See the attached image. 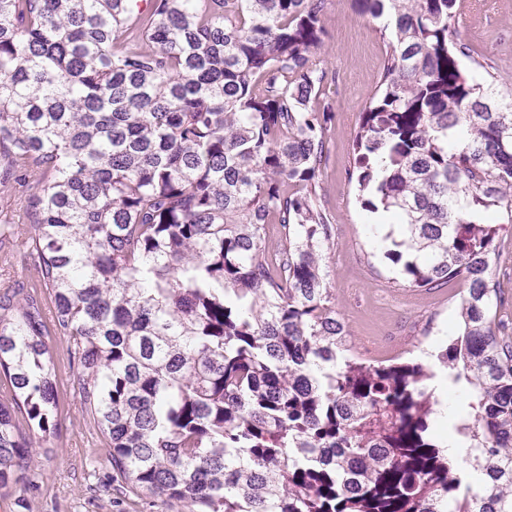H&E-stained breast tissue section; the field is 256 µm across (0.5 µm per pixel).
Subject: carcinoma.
<instances>
[{
	"label": "carcinoma",
	"instance_id": "1",
	"mask_svg": "<svg viewBox=\"0 0 512 512\" xmlns=\"http://www.w3.org/2000/svg\"><path fill=\"white\" fill-rule=\"evenodd\" d=\"M390 18L353 143L373 250L460 332L429 365L348 355L318 179L326 0H0V164L36 173L0 293V488L57 434L51 336L118 472L186 512H512V336L492 315L512 213V94L462 77L457 0H353ZM136 32L151 44L133 47ZM54 308L44 315L43 294ZM472 387L443 453L436 370ZM486 476L477 490L461 470ZM2 250L11 251L12 255L7 260L0 251V292L15 282L27 281L33 275V267L30 261L25 258L23 250L18 246V242H5L2 244Z\"/></svg>",
	"mask_w": 512,
	"mask_h": 512
}]
</instances>
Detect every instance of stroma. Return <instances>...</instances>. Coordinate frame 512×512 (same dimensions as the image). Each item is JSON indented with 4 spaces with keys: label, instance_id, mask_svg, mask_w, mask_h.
Listing matches in <instances>:
<instances>
[{
    "label": "stroma",
    "instance_id": "35a3bbf8",
    "mask_svg": "<svg viewBox=\"0 0 512 512\" xmlns=\"http://www.w3.org/2000/svg\"><path fill=\"white\" fill-rule=\"evenodd\" d=\"M323 24L327 37L313 63L327 73L318 102L331 105L333 116L318 194L335 227L327 272L336 313L355 355L364 353L363 337L384 341L396 330L402 333V355H417L457 327L466 286L455 281L412 292L393 285L389 268L374 271L368 266L369 221L348 172L360 114L378 86L386 59L384 22L359 13L352 0H327ZM455 30L458 40L474 51L460 61L466 76L498 87L512 81V0H458ZM495 222L499 249L491 262L492 277L506 300L496 320L512 332V218L502 212ZM48 344L56 368L59 431L47 442L48 454L37 458V488H30L24 478L0 489V512H183L180 504L143 496L116 476L97 431L81 410L66 337H50Z\"/></svg>",
    "mask_w": 512,
    "mask_h": 512
}]
</instances>
